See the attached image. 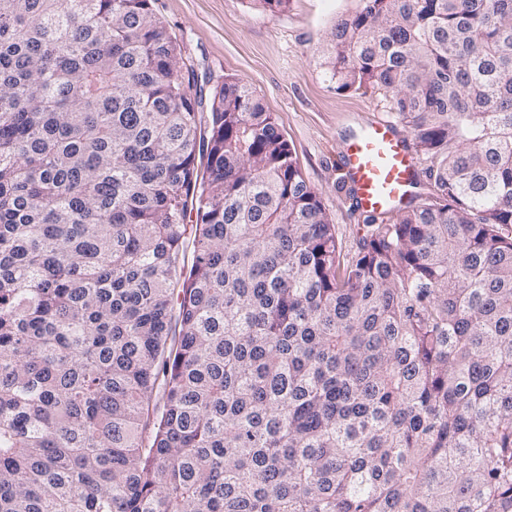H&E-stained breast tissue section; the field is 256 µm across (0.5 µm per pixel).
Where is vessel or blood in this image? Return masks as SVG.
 <instances>
[{
    "instance_id": "1",
    "label": "vessel or blood",
    "mask_w": 512,
    "mask_h": 512,
    "mask_svg": "<svg viewBox=\"0 0 512 512\" xmlns=\"http://www.w3.org/2000/svg\"><path fill=\"white\" fill-rule=\"evenodd\" d=\"M343 163L360 210L388 213L410 194L415 158L392 122L373 119L344 145Z\"/></svg>"
}]
</instances>
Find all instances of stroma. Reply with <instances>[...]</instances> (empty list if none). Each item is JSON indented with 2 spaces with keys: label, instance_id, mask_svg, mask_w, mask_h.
I'll use <instances>...</instances> for the list:
<instances>
[{
  "label": "stroma",
  "instance_id": "obj_1",
  "mask_svg": "<svg viewBox=\"0 0 512 512\" xmlns=\"http://www.w3.org/2000/svg\"><path fill=\"white\" fill-rule=\"evenodd\" d=\"M176 38L196 85L242 79L272 112L298 166L321 196L344 255L354 253L363 214L355 206L341 147L370 119L393 118L388 97L337 91L321 66L337 20L364 0H290L283 12L255 0H153Z\"/></svg>",
  "mask_w": 512,
  "mask_h": 512
}]
</instances>
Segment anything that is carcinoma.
Listing matches in <instances>:
<instances>
[{"instance_id":"cac0c4a2","label":"carcinoma","mask_w":512,"mask_h":512,"mask_svg":"<svg viewBox=\"0 0 512 512\" xmlns=\"http://www.w3.org/2000/svg\"><path fill=\"white\" fill-rule=\"evenodd\" d=\"M183 67L152 0H0V512H512V0L336 22L433 186L348 258Z\"/></svg>"}]
</instances>
